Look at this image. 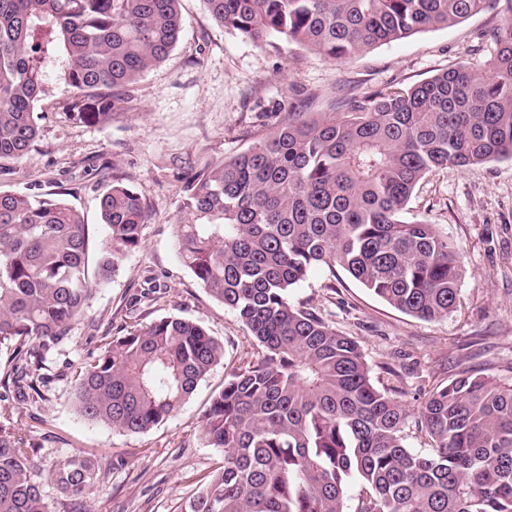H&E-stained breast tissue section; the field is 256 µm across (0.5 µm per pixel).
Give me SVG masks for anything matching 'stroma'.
<instances>
[{
	"mask_svg": "<svg viewBox=\"0 0 512 512\" xmlns=\"http://www.w3.org/2000/svg\"><path fill=\"white\" fill-rule=\"evenodd\" d=\"M183 30L167 60L112 99L111 122L87 125L53 93L37 105L40 136L25 157L0 172V188L30 195L62 192L89 228L97 264L106 227L99 200L118 177L133 185L149 212L141 247L125 254L101 284L70 337L49 357L43 401L17 405L9 422L29 439L35 478L51 512L60 494L53 463L92 454L112 469L82 512H181L220 462L206 446L202 412L227 373L255 358L248 330L202 288L181 262L176 243L180 173L263 138L288 112H328L348 98L405 89L456 63L482 69L497 45L490 33L502 7L490 5L458 25L416 33L346 60L330 61L279 37L256 47L218 26L203 0H182ZM407 220L437 225L460 249L459 305L421 320L377 298L343 268L312 269L291 295L320 310L357 341L373 376L398 375L407 408L462 372L512 382V161H491L428 174L417 186ZM163 316L190 318L224 345V358L172 417L139 433H122L83 418L74 403L81 367L104 336Z\"/></svg>",
	"mask_w": 512,
	"mask_h": 512,
	"instance_id": "stroma-1",
	"label": "stroma"
}]
</instances>
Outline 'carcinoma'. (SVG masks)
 Segmentation results:
<instances>
[{"label": "carcinoma", "instance_id": "1", "mask_svg": "<svg viewBox=\"0 0 512 512\" xmlns=\"http://www.w3.org/2000/svg\"><path fill=\"white\" fill-rule=\"evenodd\" d=\"M212 20L258 47L279 36L330 60L448 28L489 0H203ZM180 0H0V169L38 137L36 104L56 78L71 116L112 120V93L164 62L182 32ZM482 72L460 64L340 112H287L266 137L183 168L182 262L257 342L201 420L221 465L184 512H512V382L463 373L417 411L378 386L361 346L290 290L315 268L348 271L407 315L459 302L461 256L434 224L408 222L419 182L439 168L512 160V0ZM108 234L89 275L83 216L58 193L0 191V416L43 399L48 356L96 287L139 248L148 219L121 178L100 199ZM224 358L197 322L161 317L109 336L79 373L85 419L144 433L168 419ZM425 437L415 451L409 440ZM27 439L0 424V512H50ZM100 460H57V512H79ZM358 483L354 510L347 488Z\"/></svg>", "mask_w": 512, "mask_h": 512}]
</instances>
